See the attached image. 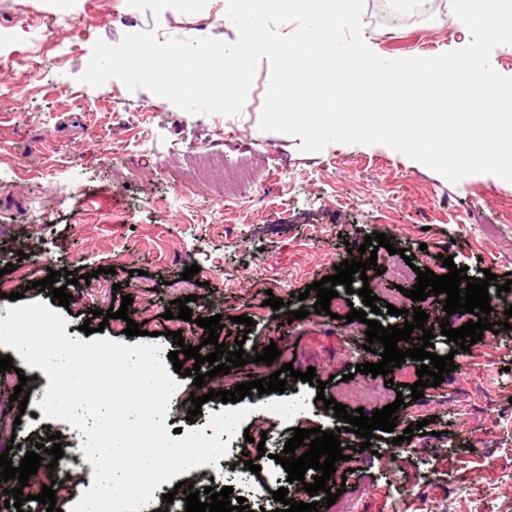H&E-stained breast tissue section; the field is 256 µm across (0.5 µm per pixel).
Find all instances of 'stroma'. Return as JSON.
<instances>
[{"label":"stroma","mask_w":512,"mask_h":512,"mask_svg":"<svg viewBox=\"0 0 512 512\" xmlns=\"http://www.w3.org/2000/svg\"><path fill=\"white\" fill-rule=\"evenodd\" d=\"M83 0H68L69 33L58 50L43 62L46 80L60 81L81 93L92 111L53 96L17 93L0 96V318L6 317L9 293L24 303L46 301L33 281L49 270L68 269L90 274L86 284L70 285L59 277L72 299L63 315L65 332L83 338L84 321L99 325V311L108 310L114 292L133 300L128 315L153 332L162 353L173 349L168 330L177 320L178 299L194 296L193 316H225L219 339L226 347L243 341L245 349L269 344L288 347L294 369L315 367L324 381L325 396H333L330 376L354 372L368 362L370 352L358 336L360 322L325 314L289 320L288 309L266 306L267 296L291 299L307 285L334 274L349 249L365 236H392V246L419 255L436 275H444L442 257H452L468 276L487 269L504 284L512 273V182L490 174H473L448 182L434 170L383 144L332 143L318 152L301 151V138L264 131L259 126L270 80L268 61L257 66L249 98L252 111L235 116L191 114L173 103H161L148 90L128 91L116 79L99 87L80 82L97 40L115 45L128 33L151 31L167 38L197 39L206 35L222 41L237 38L234 25L221 20L207 31L194 29L190 18L172 20L174 0H138L125 21L113 20L108 4L85 13ZM363 34L382 53L399 58L434 57L457 49L462 21L444 0H414L412 7L387 11L378 0H364ZM160 140L176 143L174 152H139L130 141L138 127ZM252 169L249 189L254 203L235 205L240 168ZM278 183H270L269 175ZM190 199L193 215L177 206ZM223 209L222 227L212 225V210ZM391 246V247H392ZM13 272H6L7 263ZM198 265L196 279H182L185 267ZM252 318L245 331L237 316ZM437 355H453L470 387L512 398V334L498 342L479 341L470 351L452 352L445 336H435ZM31 395L24 414L11 409L9 392L0 391V415L20 418L17 448L10 458L20 461L32 442L57 434L63 448L76 442L75 428L64 421L38 415L36 397L47 390L41 369L14 357ZM270 366L236 367L220 380L196 388L183 377L170 400L167 429L206 427L211 414L225 403H204L197 417L183 405L204 390L234 389L248 378L273 374ZM444 387L424 390L421 418L428 434H414L410 453L396 455L387 441L376 443V454L363 455L358 475L348 477L344 490L356 494L358 512H425L424 501L441 503L448 488L462 486L456 512H512V427L501 414L490 413L479 433L468 432L463 421L441 406ZM242 432L233 437L245 444L249 460L258 461L262 477L236 462L232 472L223 464H207L185 472L184 478L206 487L215 474L225 485L253 487L265 481L267 492L247 497L251 512H276L271 492L285 486L287 473L274 456L288 435L285 421L268 420L264 448L246 443ZM68 469L67 493L56 506L68 512L92 485L93 466L59 461L57 470L39 467L40 483L58 479ZM434 479L424 498L404 495L419 483L423 471Z\"/></svg>","instance_id":"obj_1"}]
</instances>
